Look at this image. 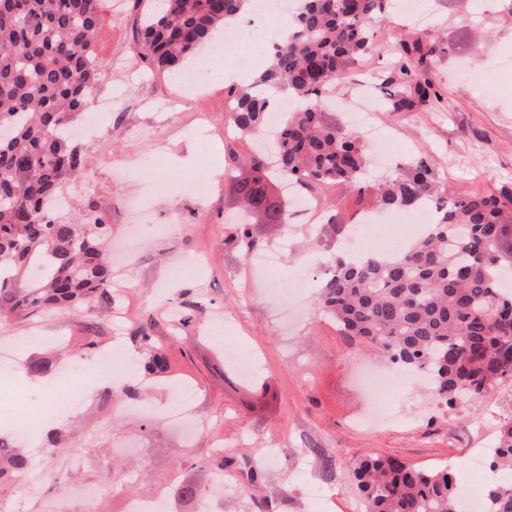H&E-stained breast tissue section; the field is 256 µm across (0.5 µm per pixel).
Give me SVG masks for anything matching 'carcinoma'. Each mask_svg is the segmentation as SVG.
Segmentation results:
<instances>
[{"label":"carcinoma","mask_w":512,"mask_h":512,"mask_svg":"<svg viewBox=\"0 0 512 512\" xmlns=\"http://www.w3.org/2000/svg\"><path fill=\"white\" fill-rule=\"evenodd\" d=\"M145 0L140 16L143 57L161 72L184 68L231 26L248 0ZM288 38L269 66L247 84L226 90L235 129L260 133L278 93L299 103L276 133V168L257 156L248 172L234 168L233 190L267 224L288 223V206L274 189L277 169L310 187L357 188L368 156L360 137L328 122L326 100L346 66L365 58L376 27L390 19L393 0H297ZM101 0H0V325L16 314L74 310L112 299L105 260L107 229L89 214L66 221L51 199L85 165L71 130L103 65L91 45ZM433 52L420 42L397 49L401 82L386 93L397 111L439 94L412 72L413 56ZM376 205L429 207L426 232L393 255L338 259L323 277L319 307L347 336L380 347L388 360L425 374L437 401L479 400L512 380V192L460 196L439 181L424 158L413 160L376 193ZM44 263L33 283L32 261ZM144 375L164 370L149 329ZM489 468L512 470V419L500 430ZM36 468L0 435V502ZM367 512H457L459 482L452 467L420 468L392 457L366 455L353 470ZM181 502L202 490L188 481L172 487ZM486 512H512V484L486 485Z\"/></svg>","instance_id":"cac0c4a2"}]
</instances>
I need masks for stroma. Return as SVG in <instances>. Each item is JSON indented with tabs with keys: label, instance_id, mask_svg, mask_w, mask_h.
Returning a JSON list of instances; mask_svg holds the SVG:
<instances>
[{
	"label": "stroma",
	"instance_id": "35a3bbf8",
	"mask_svg": "<svg viewBox=\"0 0 512 512\" xmlns=\"http://www.w3.org/2000/svg\"><path fill=\"white\" fill-rule=\"evenodd\" d=\"M414 4L415 17L395 13L369 55L347 66L325 110L329 120L346 126L347 114L362 104L357 88L369 85L372 96L363 104L389 140L387 161L373 165L363 191L343 185L313 190L322 209L335 211L344 226L373 209L374 187L392 177L396 165L419 157L455 192L512 189V22L504 20L502 0ZM137 11L134 0H102L92 51L104 70L88 104L101 120L76 137L88 163L63 187L59 211L65 219L94 214L110 242L130 239L134 245L120 257L122 286L113 289L111 304L26 315L0 326V346L24 338L27 354L61 366L68 361L59 352L66 343L87 351L95 365L74 391L90 409L30 427L39 444L53 432L76 449V457L64 462L40 459L45 467L63 465L67 480L50 490L28 479L7 503L8 512H78L87 484L102 489L98 512H123L128 497L168 494L178 480L210 488L219 469V512H363L352 468L366 454L432 468L449 455L494 447L500 424L512 418L508 381L480 401L461 399L451 408L429 397L421 380L402 394L388 388L380 400L399 408L403 420L379 429L357 425L369 406L358 374L382 357L376 347L342 335L315 303L317 268L342 255L344 234L317 223L287 229L264 223L235 194L213 157L230 126L223 71L211 72L204 91L187 97L171 74L150 70L138 52ZM414 39L434 48L415 68L440 97L392 112L385 90L399 77L393 54L399 42ZM108 99L112 107L100 109ZM200 112L210 119L205 141L194 129ZM241 218L258 248L280 250L278 267L242 270ZM161 224L174 225V232L160 235ZM196 252L206 256L197 276L168 280L169 266ZM298 270L309 275L306 287L297 284ZM282 296L290 299L283 318L275 310ZM224 313L230 320L222 332L206 334L205 322ZM142 326L150 327L167 361L166 370L152 377L135 368L144 354L137 334ZM228 340L257 357L252 376L238 371L224 348ZM111 351L124 359L118 379L98 365ZM177 383L195 388L194 412L223 435V456L205 437L183 447L167 423ZM45 384L21 369L0 378V435H12L14 412L42 396ZM74 392L62 385L53 398L65 402ZM266 448L277 454L263 483L242 493L244 470Z\"/></svg>",
	"mask_w": 512,
	"mask_h": 512
}]
</instances>
